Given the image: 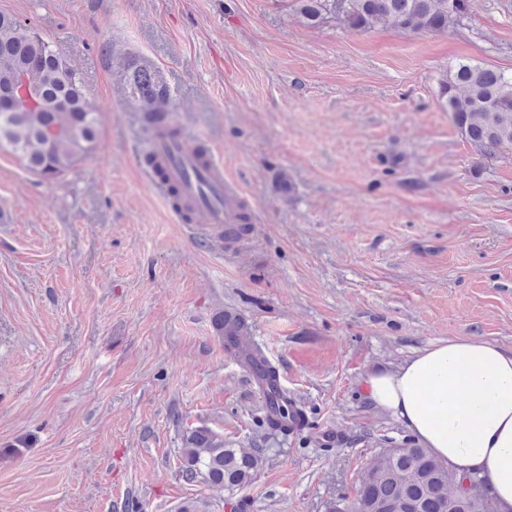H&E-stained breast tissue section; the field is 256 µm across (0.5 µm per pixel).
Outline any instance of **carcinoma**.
<instances>
[{"instance_id":"carcinoma-1","label":"carcinoma","mask_w":512,"mask_h":512,"mask_svg":"<svg viewBox=\"0 0 512 512\" xmlns=\"http://www.w3.org/2000/svg\"><path fill=\"white\" fill-rule=\"evenodd\" d=\"M289 5L310 26L334 22L365 31L387 21L403 33L420 35L461 23L471 0H289ZM28 31L14 16L0 12V89L24 72L45 106L41 112L0 109V145L8 146L31 171L62 177L93 149L97 112L62 49L30 37ZM124 82L127 104L139 112L145 136L150 140L170 136L172 130L164 125L170 96L158 72L131 61ZM440 99L453 125L480 157L512 150V73L460 61L448 70ZM217 329L232 357L261 369L270 405L262 426L285 437L291 434L288 422L295 418L306 427L305 407L299 402L290 405L279 387L276 368L260 347L251 344V325L226 312L218 318ZM181 451L187 481L200 478L232 491L249 485L263 461L261 452L228 448L223 436L205 427L186 432ZM463 489L464 479L421 445L379 449L356 485L362 499L360 512H491L484 499L466 498Z\"/></svg>"}]
</instances>
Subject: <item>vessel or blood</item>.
Segmentation results:
<instances>
[{"label": "vessel or blood", "mask_w": 512, "mask_h": 512, "mask_svg": "<svg viewBox=\"0 0 512 512\" xmlns=\"http://www.w3.org/2000/svg\"><path fill=\"white\" fill-rule=\"evenodd\" d=\"M195 134L187 130L177 138H161L150 150L162 161V170L144 173L147 186L165 197L170 186H179L186 210L194 212V227L200 236H223L227 247L237 246L243 235L247 212L240 185L224 172L216 155L200 164L193 150Z\"/></svg>", "instance_id": "1"}]
</instances>
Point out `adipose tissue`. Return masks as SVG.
<instances>
[{
	"instance_id": "1",
	"label": "adipose tissue",
	"mask_w": 512,
	"mask_h": 512,
	"mask_svg": "<svg viewBox=\"0 0 512 512\" xmlns=\"http://www.w3.org/2000/svg\"><path fill=\"white\" fill-rule=\"evenodd\" d=\"M365 391L456 474L485 475L512 512V348L454 337L369 374Z\"/></svg>"
}]
</instances>
